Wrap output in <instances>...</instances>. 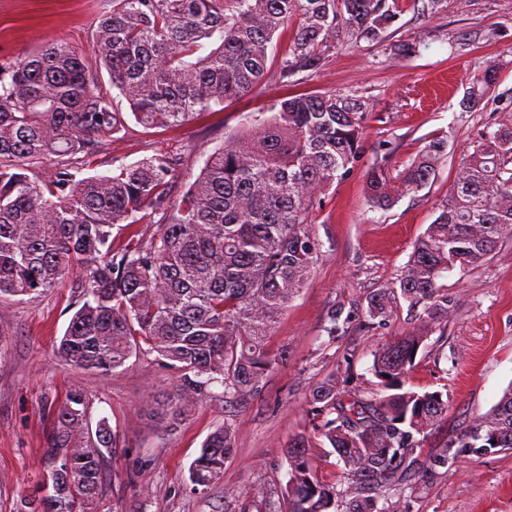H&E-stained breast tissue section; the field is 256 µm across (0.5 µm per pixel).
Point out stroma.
I'll return each mask as SVG.
<instances>
[{"instance_id": "stroma-1", "label": "stroma", "mask_w": 512, "mask_h": 512, "mask_svg": "<svg viewBox=\"0 0 512 512\" xmlns=\"http://www.w3.org/2000/svg\"><path fill=\"white\" fill-rule=\"evenodd\" d=\"M398 6L397 20L377 41H339L317 71L290 78L300 90L368 103L365 152L348 176L317 195L309 212L319 259L269 339L283 361L260 396L233 414L236 454L223 480L205 494L188 480L203 441L224 422L222 401L198 404L172 431L165 416L172 378L154 355L141 353L109 375L75 371L55 357L78 299L75 281L67 280L42 300L0 304V512H17L21 499L41 487L51 404L73 388L88 395L94 417L107 418L120 442L104 465L98 512H252L248 498L227 500V490L286 482L283 452L295 435L314 428L311 394L320 382L338 371L348 390L370 396L376 350L414 324L401 304L387 324L366 326L369 296L394 287L485 125L512 120V0H443L437 7L399 0ZM107 8L108 0H0V55L49 41L90 50L93 21ZM401 43L415 46V54L396 55ZM490 64L498 69L497 84L476 109L463 111L472 81ZM277 94L272 79L185 126L128 121L113 136L109 156L90 157L89 171L109 175L118 164L164 152L179 157L183 181H193L200 154L221 147ZM437 138L445 154L429 182L397 192L390 209L371 207L369 168L385 155L391 174H398ZM444 282L454 307L447 322L430 329L406 380L414 391L448 396L447 416L423 441L427 452L462 437L512 385V237L483 265L454 268ZM335 306L351 319L332 339L328 312ZM409 512H512V451L467 456L422 484Z\"/></svg>"}]
</instances>
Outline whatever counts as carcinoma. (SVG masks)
<instances>
[{"mask_svg":"<svg viewBox=\"0 0 512 512\" xmlns=\"http://www.w3.org/2000/svg\"><path fill=\"white\" fill-rule=\"evenodd\" d=\"M94 22L93 59L49 42L0 57V303L33 302L77 277L80 306L57 347L75 369L109 374L147 351L174 381L171 425L191 407L224 398L244 408L281 356L269 346L278 316L309 280L320 244L308 224L313 200L347 176L363 152L368 107L349 96L278 98L250 127L204 154L181 195L179 158L155 153L115 175L85 173L137 123L186 124L265 84L273 38L295 24L279 81L319 69L342 37L375 41L397 18L392 0H109ZM106 71L111 89L100 87ZM497 71L485 67L469 91L477 107ZM117 94H112V91ZM445 143L433 140L399 173L410 188L435 174ZM49 172H44V168ZM388 166L369 174L372 206L388 209ZM159 215L151 234L113 246L112 230ZM512 236V125H488L460 164L448 199L414 244L398 287L369 297L365 317L384 324L403 302L421 328L374 355L385 394L367 399L331 375L312 393L317 433L344 465L342 489L318 479L312 443L285 449L288 480L233 490L256 512H404L406 493L471 453L512 450V385L467 433L430 454L420 437L448 414L439 392L405 388L426 339L448 320L442 279L477 267ZM119 446L86 394L55 406L45 455L57 483L48 498H23L21 512H94L104 462ZM236 451L231 421L215 428L191 462L200 494L224 478Z\"/></svg>","mask_w":512,"mask_h":512,"instance_id":"carcinoma-1","label":"carcinoma"}]
</instances>
